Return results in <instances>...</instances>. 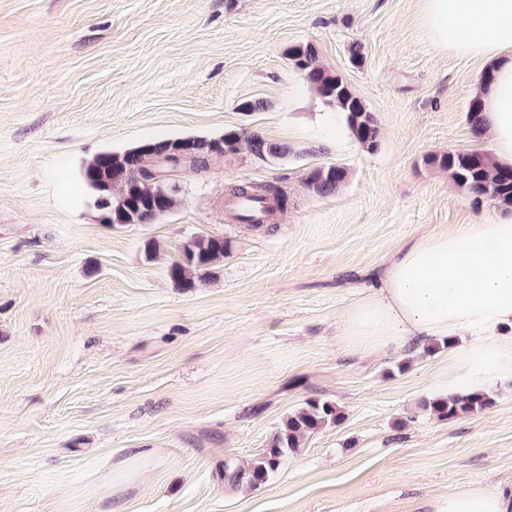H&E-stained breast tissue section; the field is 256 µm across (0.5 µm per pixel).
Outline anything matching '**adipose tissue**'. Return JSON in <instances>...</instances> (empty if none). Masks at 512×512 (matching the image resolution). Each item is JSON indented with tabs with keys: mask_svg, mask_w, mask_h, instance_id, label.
Returning a JSON list of instances; mask_svg holds the SVG:
<instances>
[{
	"mask_svg": "<svg viewBox=\"0 0 512 512\" xmlns=\"http://www.w3.org/2000/svg\"><path fill=\"white\" fill-rule=\"evenodd\" d=\"M425 25L441 50L482 59L479 121L495 163L512 167V0H427ZM342 337L359 352L451 340L439 381L450 394L512 380V212L400 246L377 295L345 313ZM434 512H512V489L460 487L436 500Z\"/></svg>",
	"mask_w": 512,
	"mask_h": 512,
	"instance_id": "1",
	"label": "adipose tissue"
}]
</instances>
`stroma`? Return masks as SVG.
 I'll list each match as a JSON object with an SVG mask.
<instances>
[{"label": "stroma", "mask_w": 512, "mask_h": 512, "mask_svg": "<svg viewBox=\"0 0 512 512\" xmlns=\"http://www.w3.org/2000/svg\"><path fill=\"white\" fill-rule=\"evenodd\" d=\"M425 7L0 0V512H431L462 485L512 487V383L441 421L423 404L445 343L353 352L341 336L400 245L492 209L426 163L490 140L466 120L483 63L441 51ZM305 43L376 113L377 150L294 69ZM228 130L292 152L175 173L179 204L156 223L101 222L82 176L95 155ZM332 164L343 188L316 195L308 172ZM242 183L281 187L287 209L232 220ZM200 235L229 249L185 290L168 269ZM310 399L342 421L265 483L229 482Z\"/></svg>", "instance_id": "35a3bbf8"}]
</instances>
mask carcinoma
Returning <instances> with one entry per match:
<instances>
[{"instance_id":"cac0c4a2","label":"carcinoma","mask_w":512,"mask_h":512,"mask_svg":"<svg viewBox=\"0 0 512 512\" xmlns=\"http://www.w3.org/2000/svg\"><path fill=\"white\" fill-rule=\"evenodd\" d=\"M293 67L304 74L310 88L335 107L347 130L363 148L374 151L378 147L379 122L376 114L338 74L327 70L320 62L311 43L300 44L288 50ZM197 148L192 159L168 164L159 162L166 152L186 141ZM158 148L153 152L140 145L124 152H103L95 156L83 170L84 182L94 191L102 213L111 217L113 225L153 224L176 207V189L159 181V175L171 168L202 170L210 163L242 149L262 158L282 159L288 147L272 143L263 137L245 135L237 130L224 132L219 138H166L151 141ZM428 163L445 170L458 187L466 190L474 202L490 201L512 209V168L503 169L490 156L479 151L450 150L435 155ZM347 171L339 165L318 167L307 174V185L320 196H332L344 185ZM232 196H249L257 200L273 201L272 211L287 206L288 197L274 185L242 184L232 189ZM226 243L216 236L191 237L181 247L180 257L169 268L170 278L180 287L192 289L213 265L224 259ZM495 400L487 392L467 396L450 394L424 402L423 408L440 420L457 419L492 407ZM341 412L330 401L310 400L306 406L288 414L280 430L273 436L269 448L249 469L250 484L265 482L288 453L301 447L305 435L328 424H336Z\"/></svg>"}]
</instances>
